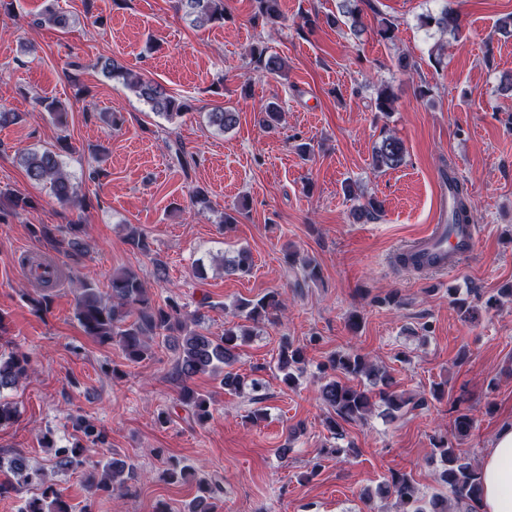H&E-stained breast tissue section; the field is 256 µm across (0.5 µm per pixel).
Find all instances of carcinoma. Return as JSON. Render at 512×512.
Returning <instances> with one entry per match:
<instances>
[{
    "label": "carcinoma",
    "instance_id": "carcinoma-1",
    "mask_svg": "<svg viewBox=\"0 0 512 512\" xmlns=\"http://www.w3.org/2000/svg\"><path fill=\"white\" fill-rule=\"evenodd\" d=\"M359 0H338L334 23L348 27L351 35L358 38L364 30L361 21ZM176 9L196 28H205L224 22V0H177ZM38 23L58 28L69 25V16L60 11L55 0H47ZM420 27L434 29L452 39L459 37L460 17L454 11L443 7L436 14L420 17ZM251 57L264 64L271 72H281L286 63L278 56L267 54V47L259 41L252 46ZM97 66L102 74L125 85L138 99L149 105L152 112L169 121L185 114L186 103L175 97L161 84L143 78L132 72L117 60L101 58ZM395 98L390 87L382 86L378 91L376 107L380 112H390ZM209 123L219 131H229L238 121V112L229 106H218L207 113ZM406 148L402 140L385 136L377 142L372 151V165L377 169H395L405 158ZM20 160L27 177L34 182L50 184L55 198L73 208L83 207L68 173L65 172L60 154L51 149H27L20 153ZM30 206V200L20 194L7 193L0 198V217L15 216ZM382 204L375 198H368L353 211V220L367 224L380 217ZM472 207L462 187H457L456 204L451 212V223L462 228L471 224ZM59 228L40 224L32 228L35 236L53 241L57 249L68 253L82 246L83 226L71 224L67 234L57 237ZM127 243L134 249L148 254L150 243L146 235L136 226L130 225L126 235ZM30 277L38 285L37 297L30 303L37 311L48 307L50 290L61 275L54 267L39 258L29 260ZM253 266L249 250L242 248L235 255L224 258V273L246 275ZM243 317L253 323L272 321L277 312L284 308L282 294L269 291L256 299L239 303ZM76 319L84 334L101 345L118 346L124 358L130 363L152 359L154 344L160 339L177 353L175 376L181 389L179 401L189 415L198 422L206 421L211 415V398L195 391L189 382L199 374H220L224 390L242 395L252 405L251 419L257 421L264 415L263 403L268 398L267 385L258 378L246 379L237 373L233 365L237 362L240 342L249 332L240 325L224 327V333L211 336L201 326L202 315L189 314L185 307L173 298L162 303L153 300L140 275L133 270H122L112 274L109 293L104 295L87 279L80 282L76 295ZM305 361L304 348L283 338L278 349L276 368L282 374L281 381L291 386L296 382L295 372L302 370ZM332 375L325 378L320 386L319 396L331 409L334 416L327 419L326 427L332 438L343 436L341 423L363 420L376 403L384 407V414L396 419L405 413L424 410L428 407L425 397L406 398L392 390L389 379L378 372L363 355L355 352L337 353L330 357ZM30 370L29 357L9 344H0V427L13 424L18 417L17 407L7 401L1 392L14 387L27 377ZM366 380L363 385H349L341 377ZM457 415L453 432L458 437L469 434L472 418L466 409L455 407ZM74 426L83 436L68 445L55 449L54 468L59 471H80L92 494L112 493L129 489L130 482L137 478L136 468L125 460L112 456V449H102L99 461L86 467L89 446L104 443L105 436L83 418L75 419ZM433 447L439 455L441 468L439 482L448 490L451 500L464 506L463 512H476L480 497L478 470L470 458L456 452L445 436L434 439ZM8 467L12 479L0 483V497L19 493L23 488L38 481V493L22 499L18 512H75L63 491L47 480L43 472L31 471L21 453L0 449V469ZM197 495L189 503L187 512H216L217 496L223 488L204 478L196 479ZM375 493L384 498L393 497L399 512H450L448 499L434 495L425 500L418 495L412 480L397 472L379 483Z\"/></svg>",
    "mask_w": 512,
    "mask_h": 512
}]
</instances>
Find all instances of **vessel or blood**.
Instances as JSON below:
<instances>
[{
	"instance_id": "1",
	"label": "vessel or blood",
	"mask_w": 512,
	"mask_h": 512,
	"mask_svg": "<svg viewBox=\"0 0 512 512\" xmlns=\"http://www.w3.org/2000/svg\"><path fill=\"white\" fill-rule=\"evenodd\" d=\"M442 196L443 207L438 212L435 224L430 225L428 233L418 238L414 244L418 262L425 263L433 256L446 254L458 259L472 255L476 250L478 232L475 227H468L466 233L460 234L446 222L453 207L452 189H445Z\"/></svg>"
}]
</instances>
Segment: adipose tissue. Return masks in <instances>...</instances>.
I'll use <instances>...</instances> for the list:
<instances>
[{
    "mask_svg": "<svg viewBox=\"0 0 512 512\" xmlns=\"http://www.w3.org/2000/svg\"><path fill=\"white\" fill-rule=\"evenodd\" d=\"M478 478L479 512H512V422L503 424L486 448Z\"/></svg>",
    "mask_w": 512,
    "mask_h": 512,
    "instance_id": "1",
    "label": "adipose tissue"
}]
</instances>
